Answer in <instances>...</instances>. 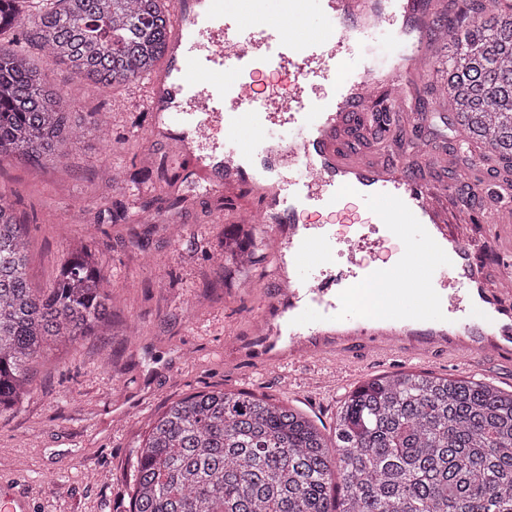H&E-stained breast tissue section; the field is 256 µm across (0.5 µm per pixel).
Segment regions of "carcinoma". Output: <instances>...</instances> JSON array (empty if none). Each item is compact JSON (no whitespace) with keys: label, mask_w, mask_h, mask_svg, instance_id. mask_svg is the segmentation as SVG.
<instances>
[{"label":"carcinoma","mask_w":512,"mask_h":512,"mask_svg":"<svg viewBox=\"0 0 512 512\" xmlns=\"http://www.w3.org/2000/svg\"><path fill=\"white\" fill-rule=\"evenodd\" d=\"M446 24L464 44L443 62L456 124L512 168V4L488 14L468 0ZM14 26L77 80L115 86L155 73L171 20L168 0H0V33ZM104 126L71 111L22 46L0 44V163L45 169L102 140ZM248 236L242 224L224 236V266L246 260ZM27 267L26 224L0 192V414L30 393L48 351L111 324L95 250L70 249L43 291ZM135 455L130 512H512V392L406 371L370 378L330 443L290 405L199 391L152 420Z\"/></svg>","instance_id":"cac0c4a2"}]
</instances>
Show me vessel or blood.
Masks as SVG:
<instances>
[{
  "label": "vessel or blood",
  "instance_id": "vessel-or-blood-1",
  "mask_svg": "<svg viewBox=\"0 0 512 512\" xmlns=\"http://www.w3.org/2000/svg\"><path fill=\"white\" fill-rule=\"evenodd\" d=\"M173 55L148 85L153 136L179 126L192 136L219 126L224 168L210 187H247L257 203L235 221L269 227L288 247V285L269 297L272 322L240 351L267 368L351 354L354 346L410 357L441 349L469 363L512 358V290L491 288L471 245L449 235L443 195L427 183L430 145L401 148V162L360 159L344 148L353 117L381 102L396 128L415 116L411 100L443 34L431 0H174ZM384 36V65H346L353 44ZM292 71L288 93L249 105L257 71ZM485 223L512 232V189L477 184ZM324 216L302 223L306 211ZM372 230L348 238L336 268L340 223Z\"/></svg>",
  "mask_w": 512,
  "mask_h": 512
}]
</instances>
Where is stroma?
Masks as SVG:
<instances>
[{
  "instance_id": "1",
  "label": "stroma",
  "mask_w": 512,
  "mask_h": 512,
  "mask_svg": "<svg viewBox=\"0 0 512 512\" xmlns=\"http://www.w3.org/2000/svg\"><path fill=\"white\" fill-rule=\"evenodd\" d=\"M44 73L60 93L73 95L74 110L106 114L112 143L82 146L46 171L0 163V188L17 195V215L28 226L32 286L51 287L67 249L88 243L106 266L112 326L40 367L31 393L0 414V483L23 491L32 512H115L128 500L134 450L151 420L203 389L297 407L328 436L349 393L372 377L416 370L512 390V362L470 366L441 351L415 360L396 351L346 363L328 356L271 369L233 352V340L252 332L275 286L271 243L260 237L248 271L230 280L211 256L233 230L225 212L253 197L244 189L204 191L192 160L173 163L176 137L149 136L146 81L114 89L81 84L62 63L46 64ZM436 79V64H428L416 96L430 117L413 133L445 151L453 120L430 90ZM178 196L186 203L176 239L160 212ZM147 201L157 215L130 223Z\"/></svg>"
}]
</instances>
